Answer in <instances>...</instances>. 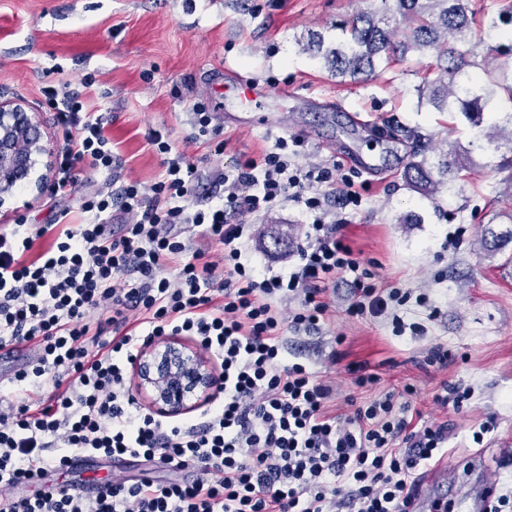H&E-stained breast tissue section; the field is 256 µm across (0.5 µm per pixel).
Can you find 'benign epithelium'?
Here are the masks:
<instances>
[{"mask_svg":"<svg viewBox=\"0 0 512 512\" xmlns=\"http://www.w3.org/2000/svg\"><path fill=\"white\" fill-rule=\"evenodd\" d=\"M51 151L38 127L37 115L19 101H0V209L16 188L34 183L36 192L46 179L31 181L39 166H48ZM137 389L163 416L182 415L209 399L214 372L206 353L177 338L149 345L133 363Z\"/></svg>","mask_w":512,"mask_h":512,"instance_id":"obj_1","label":"benign epithelium"}]
</instances>
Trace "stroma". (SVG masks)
I'll return each instance as SVG.
<instances>
[{
	"mask_svg": "<svg viewBox=\"0 0 512 512\" xmlns=\"http://www.w3.org/2000/svg\"><path fill=\"white\" fill-rule=\"evenodd\" d=\"M381 0H0V100H23L38 113L39 129L52 149H60L66 131L57 125L42 90L69 83L81 93L90 112L107 120L117 164L112 187L131 181L150 183L162 170V157L148 143L161 132L174 150L197 167L204 180L190 202L213 204L221 188L216 173L272 146L277 138L302 140L293 160L301 167L345 157L334 143L343 124L332 114L353 112L363 121L354 136L366 155L381 157L375 174L363 175V201L357 209L329 208L341 219L342 234L360 258L372 262L383 284L426 295V305L409 302L406 323L426 324L423 335L396 333L382 319L357 320L346 313L351 288L337 281L335 308L321 330L289 335L286 358L307 363L335 381L336 410L346 412V397L365 400L386 392L417 390L415 406L426 419L448 425V466L458 480L432 484L431 498L453 502L465 512L462 498L481 477L500 491L512 490V168L498 169L512 155V145L477 150L474 165L459 180V192L430 199L405 186L402 173L418 132L437 152L467 143L469 130L459 117L418 107L416 87L433 76L430 60L416 54L381 63L374 76L339 81L322 63L303 52L313 31L333 33L336 21L356 11L382 10ZM252 78L258 91L244 98L235 87L238 76ZM205 102L227 145L214 154L194 140L192 107ZM278 105L297 111L300 125L275 129H242L224 119L253 105ZM395 128L387 141L372 130ZM100 173H81L66 197L17 191L10 208L0 213V231L16 220L50 223L62 209L79 222L80 207ZM422 216L419 224L411 215ZM259 234L244 241L251 266L284 270L297 261L305 218L287 202L258 218ZM287 233L288 246L273 249L267 233ZM436 320H429L431 309ZM344 343H337V335ZM448 351V366L425 363L433 345ZM365 364L381 380L356 387L349 367ZM468 389L462 410H443L434 398L443 385ZM482 431V443L473 440Z\"/></svg>",
	"mask_w": 512,
	"mask_h": 512,
	"instance_id": "stroma-1",
	"label": "stroma"
}]
</instances>
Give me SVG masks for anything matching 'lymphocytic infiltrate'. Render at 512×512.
Here are the masks:
<instances>
[{"instance_id":"obj_1","label":"lymphocytic infiltrate","mask_w":512,"mask_h":512,"mask_svg":"<svg viewBox=\"0 0 512 512\" xmlns=\"http://www.w3.org/2000/svg\"><path fill=\"white\" fill-rule=\"evenodd\" d=\"M44 95L69 132L51 185L62 195L84 170L111 171L115 157L102 116L78 92L63 84ZM149 142L164 154L163 169L149 185L122 187L119 234L106 231L108 179L84 200L82 223L60 217L0 234V346L31 345V364L13 379L51 385L46 402L0 403V512H410L421 467L446 453L447 424L413 409L411 386L336 413L334 381L283 355L284 331L319 330L331 316L330 286L346 277L349 317L387 319L400 334L426 331L401 315L426 296L379 282L329 219V195L361 205L355 181L333 165L295 166L281 137L225 171L219 202L194 208V164L161 133ZM287 201L309 219L298 262L256 273L239 246L251 227L239 218ZM191 227L203 246L187 245ZM47 235L54 249L27 260ZM175 258L178 271L166 276ZM171 336L195 337L221 362L202 423L165 425L137 406L127 384L126 365ZM46 448L58 449V467L76 452L129 455L196 477L115 473L92 494L75 481L56 489L46 484Z\"/></svg>"}]
</instances>
